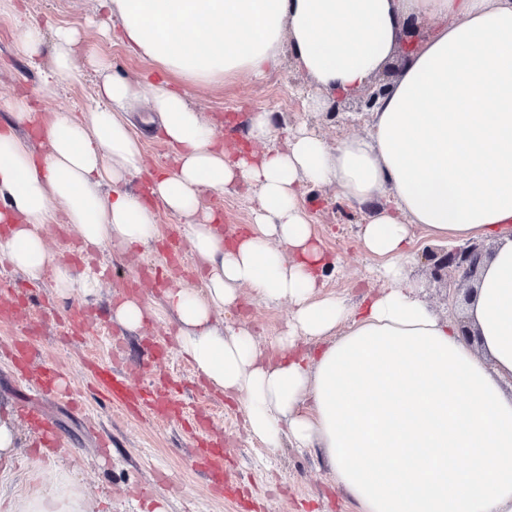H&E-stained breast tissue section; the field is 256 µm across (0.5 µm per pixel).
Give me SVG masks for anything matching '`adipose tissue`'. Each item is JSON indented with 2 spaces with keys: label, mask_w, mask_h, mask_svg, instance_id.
Segmentation results:
<instances>
[{
  "label": "adipose tissue",
  "mask_w": 512,
  "mask_h": 512,
  "mask_svg": "<svg viewBox=\"0 0 512 512\" xmlns=\"http://www.w3.org/2000/svg\"><path fill=\"white\" fill-rule=\"evenodd\" d=\"M100 32L155 66L141 83L103 78L83 119L56 114L35 153L16 123L0 130V253L31 282L53 273L61 295L98 284L49 250L55 209L84 250L150 246L153 203L183 218L207 270L204 291L172 288L165 312L178 345L214 392L241 406L263 447L323 449L357 512H512V0H98ZM412 18L440 20L409 50L367 136L335 148L296 129L280 137L268 112L248 118L247 144L224 149L188 88L261 76L284 52L321 96L366 88L396 54ZM145 99L171 164L149 175L124 116ZM148 177V196L125 188ZM331 185L369 207L363 248L383 286L354 308L322 295L331 264L301 204L302 187ZM241 186L256 205L225 240L204 191ZM434 242L495 243L467 307L478 336L436 316L408 280L412 225ZM292 306L289 331L260 345L221 329L241 289ZM322 340L299 357L295 339ZM17 512H87L74 489L38 492Z\"/></svg>",
  "instance_id": "ef3b65f1"
}]
</instances>
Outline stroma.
Instances as JSON below:
<instances>
[{
	"mask_svg": "<svg viewBox=\"0 0 512 512\" xmlns=\"http://www.w3.org/2000/svg\"><path fill=\"white\" fill-rule=\"evenodd\" d=\"M27 20L38 23L45 36L55 27L71 26L80 33L75 48V75L57 82L55 92L44 90L51 54L38 61L24 53L13 18L0 15V126L13 120V104L26 99L41 117L56 113L81 116L92 102L100 79L93 63L104 58L126 78L150 79L153 66L127 52L116 39L101 36L96 26L95 0H13ZM190 99L202 115L219 127L226 144L244 143L247 119L253 112H270L281 133L306 126L328 146L350 135L365 136L370 112L360 95L343 98L341 107L327 103L313 107L318 92L313 80L297 68L292 56L263 78L249 76L231 83L190 89ZM126 118L140 141L144 165L167 162L168 148L149 120L146 101L128 106ZM203 204L212 210L225 233L249 223L253 197L245 188L207 191ZM303 204L310 223L336 267L325 278L323 295L355 306L377 288L376 259L359 241L364 213L359 205L337 195L330 186L308 187ZM160 229L157 243L127 251L109 246L87 256L63 216L46 229L49 248L73 270L102 269L95 292L83 299L55 293L51 280L35 288H20L22 273L12 267L0 276L17 285L0 290V308L26 315V322H0V352L26 338V324H34V356L30 376L47 364L64 366L69 381L81 392L82 409H74L64 391L38 395L22 382L14 365L0 359V403L16 413L18 448L10 471L0 476V512L32 494L67 484L85 497L89 512H356L337 482L322 449L283 446L263 448L251 437L237 407L206 387L189 360L175 350L172 318L149 317L142 328L129 331L111 320L114 303L129 294L156 309L167 289H203L188 250L168 259L166 245L181 237L183 220L162 206H154ZM435 245L421 228L412 230L409 281L419 297L441 316L458 315L445 292L430 275L426 256ZM238 306L225 309L224 326L250 327L261 345H268L285 329L288 304L269 305L242 289ZM120 359L132 383L168 392L171 411L164 416L133 412L102 398L88 375V364ZM222 444L226 492L217 491L198 460L199 441Z\"/></svg>",
	"mask_w": 512,
	"mask_h": 512,
	"instance_id": "stroma-1",
	"label": "stroma"
}]
</instances>
